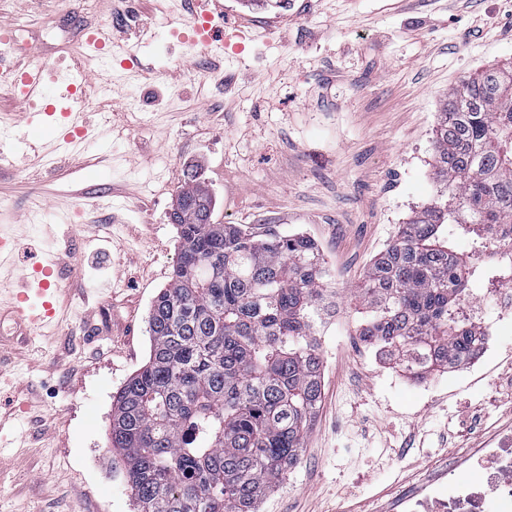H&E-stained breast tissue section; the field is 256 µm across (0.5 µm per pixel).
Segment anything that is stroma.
Here are the masks:
<instances>
[{"mask_svg":"<svg viewBox=\"0 0 512 512\" xmlns=\"http://www.w3.org/2000/svg\"><path fill=\"white\" fill-rule=\"evenodd\" d=\"M222 51L180 37V0H0L22 27L18 64L60 73L112 26V70L87 85L97 139L63 159L33 144L64 120L29 108L27 147L0 132V235L17 240L0 287L47 252L67 268L56 324H0V512H136L108 451L114 394L147 360L150 307L169 281V213L190 171L213 219L301 232L330 269L340 310L319 328L322 399L297 467L260 512H391L397 484L512 426V334L429 392L358 337L353 296L371 260L440 188L437 115L464 77L512 60V0H219ZM135 49L149 71L124 68Z\"/></svg>","mask_w":512,"mask_h":512,"instance_id":"35a3bbf8","label":"stroma"}]
</instances>
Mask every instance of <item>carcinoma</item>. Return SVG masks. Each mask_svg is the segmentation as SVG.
Instances as JSON below:
<instances>
[{"label": "carcinoma", "instance_id": "cac0c4a2", "mask_svg": "<svg viewBox=\"0 0 512 512\" xmlns=\"http://www.w3.org/2000/svg\"><path fill=\"white\" fill-rule=\"evenodd\" d=\"M433 154L446 199L401 226L354 293L359 335L416 378L482 348L471 280L512 284V264L478 260L512 227V61L449 94ZM213 212L191 175L170 213L179 254L149 311L148 360L112 400L110 451L137 512H258L299 463L321 400L316 335L332 304L317 245ZM458 236L472 242L466 256Z\"/></svg>", "mask_w": 512, "mask_h": 512}]
</instances>
